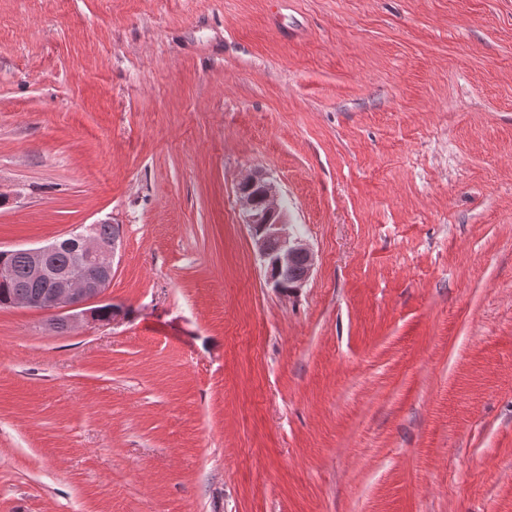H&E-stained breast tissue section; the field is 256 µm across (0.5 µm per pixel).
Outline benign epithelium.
<instances>
[{
	"label": "benign epithelium",
	"mask_w": 512,
	"mask_h": 512,
	"mask_svg": "<svg viewBox=\"0 0 512 512\" xmlns=\"http://www.w3.org/2000/svg\"><path fill=\"white\" fill-rule=\"evenodd\" d=\"M238 201L268 284L279 292L286 287L292 293L298 292L313 273L316 259L304 235L291 222L288 203L277 182L263 170L255 169L240 184ZM120 244V233L104 240L96 233V225L91 224L45 245L19 249L29 260L31 278L48 283L49 288L17 305L55 316L61 328L95 319L96 308L92 304L103 301L112 282ZM60 250L69 251L75 264L53 266L50 257Z\"/></svg>",
	"instance_id": "7a95c632"
}]
</instances>
